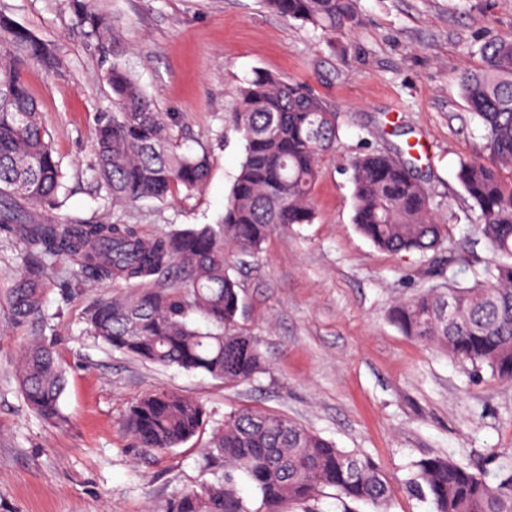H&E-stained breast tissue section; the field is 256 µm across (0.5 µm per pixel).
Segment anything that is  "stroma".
<instances>
[{
    "mask_svg": "<svg viewBox=\"0 0 512 512\" xmlns=\"http://www.w3.org/2000/svg\"><path fill=\"white\" fill-rule=\"evenodd\" d=\"M130 51L126 64L159 108L178 113L194 149H206V185L165 202L112 208L87 168L93 114L108 103L95 61L72 25L68 0H0L22 25L54 41L60 66L29 73L63 158L70 195L46 223L129 224L152 238L211 224L244 156L228 119L235 91L257 73L307 83L335 109L339 137L322 160L309 224L278 230L239 275L243 333L269 367L247 385L159 368L112 350L87 329L93 302L120 286L72 280L66 264L46 275L45 338L67 385L61 418L47 422L24 401L14 361L25 332L0 306V512H161L188 489L216 482L204 441L165 453L132 445L121 422L146 393L195 399L210 427L254 407L288 416L337 447L370 454L392 486L389 512H428L405 482L412 464L448 454L474 465L512 466V382L404 336L388 312L431 285L471 281L489 252L456 172L484 131L457 83L478 71L482 23L512 35V0H357L360 24L333 39L286 20L261 0H103ZM416 144L413 169L447 227L438 252L392 254L352 222L351 159Z\"/></svg>",
    "mask_w": 512,
    "mask_h": 512,
    "instance_id": "1",
    "label": "stroma"
}]
</instances>
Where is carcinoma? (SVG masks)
Here are the masks:
<instances>
[{"label": "carcinoma", "mask_w": 512, "mask_h": 512, "mask_svg": "<svg viewBox=\"0 0 512 512\" xmlns=\"http://www.w3.org/2000/svg\"><path fill=\"white\" fill-rule=\"evenodd\" d=\"M274 13L332 37L358 26L355 0H264ZM72 15L110 90L94 114L90 170L112 207L163 201L205 185L207 151L183 143L180 117L163 112L128 69L129 45L100 0H70ZM478 73L458 77L480 121V152L458 163L456 178L477 213L474 231L492 260L470 285L431 286L390 313L400 332L468 364L512 381V36L482 43ZM55 44L0 10V230L18 234L43 262L18 273L0 303L29 331L15 362L18 388L46 420L61 417L65 373L52 344L40 339L45 268L64 262L100 282L124 284L88 311L91 333L112 349L162 367L249 384L266 369L256 338L238 329L239 270L266 240L290 224L314 219L312 191L322 158L336 145V113L308 86L259 74L234 96L231 121L244 141L239 173L215 224L193 225L144 239L129 224H39L34 209H52L67 191L62 160L31 92L30 70L59 67ZM412 162L368 152L351 162L353 223L390 253L439 249L443 225L432 214ZM201 403L161 390L132 405L123 427L139 448L166 452L206 424ZM219 466L217 483L184 491L164 512H285L335 492L341 512L369 504L387 512L392 489L368 454L339 448L288 417L244 408L224 416L206 449ZM258 504L240 493L241 481ZM407 491L430 512H512V468H472L450 456L415 462Z\"/></svg>", "instance_id": "cac0c4a2"}]
</instances>
